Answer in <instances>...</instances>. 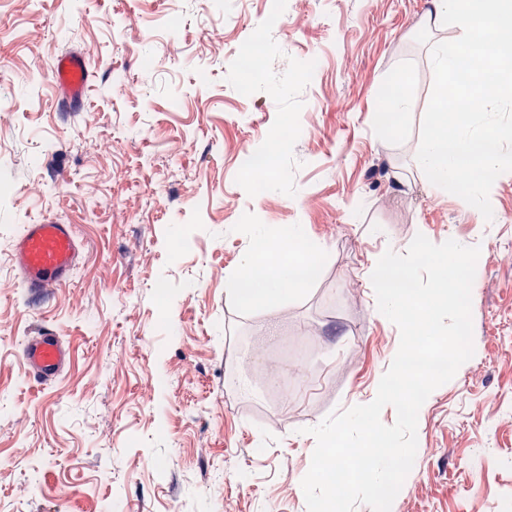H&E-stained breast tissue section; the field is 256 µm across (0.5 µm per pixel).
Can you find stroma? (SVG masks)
Returning <instances> with one entry per match:
<instances>
[{"instance_id": "stroma-1", "label": "stroma", "mask_w": 512, "mask_h": 512, "mask_svg": "<svg viewBox=\"0 0 512 512\" xmlns=\"http://www.w3.org/2000/svg\"><path fill=\"white\" fill-rule=\"evenodd\" d=\"M429 8L0 0V245L47 216L82 242L72 281L37 309L0 256V512H307L309 427L366 401L400 342L371 261L419 233L480 249L474 354L421 406L391 512H512V174L482 224L415 168L431 47L458 37ZM258 32L264 72L245 86L234 51ZM83 47L96 55L84 109L57 111L51 61ZM400 70L415 108L384 130L378 101ZM266 151L258 194L249 158ZM253 224H303L327 247L275 308L234 291ZM45 327L72 358L39 386L19 351ZM229 362L249 391L225 388Z\"/></svg>"}]
</instances>
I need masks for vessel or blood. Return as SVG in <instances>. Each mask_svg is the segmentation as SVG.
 <instances>
[{"label": "vessel or blood", "instance_id": "vessel-or-blood-1", "mask_svg": "<svg viewBox=\"0 0 512 512\" xmlns=\"http://www.w3.org/2000/svg\"><path fill=\"white\" fill-rule=\"evenodd\" d=\"M58 101L67 111L78 112L90 80V60L83 51L58 54L50 69ZM81 241L74 225L46 219L25 225L14 247V259L30 295L44 300L50 289L68 284L78 264ZM21 357L27 376L39 383L59 377L69 366L71 350L51 329L30 337Z\"/></svg>", "mask_w": 512, "mask_h": 512}]
</instances>
